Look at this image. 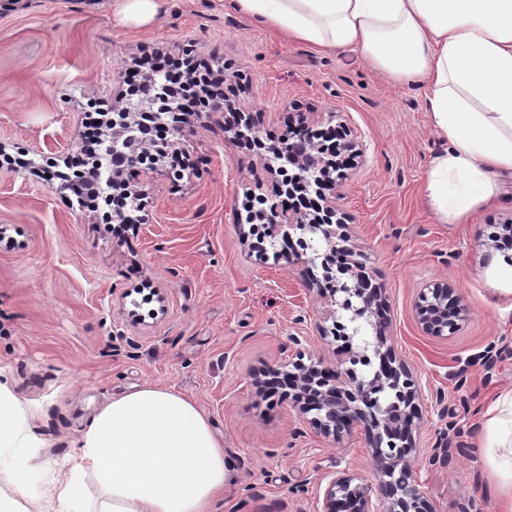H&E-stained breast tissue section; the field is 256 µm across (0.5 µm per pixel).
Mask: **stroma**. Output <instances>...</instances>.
Here are the masks:
<instances>
[{"instance_id":"stroma-1","label":"stroma","mask_w":512,"mask_h":512,"mask_svg":"<svg viewBox=\"0 0 512 512\" xmlns=\"http://www.w3.org/2000/svg\"><path fill=\"white\" fill-rule=\"evenodd\" d=\"M159 5L138 27L117 24L115 0H0V152L30 161L0 165V388L36 472L22 512L44 508L94 413L148 383L194 400L222 441L223 512H317L336 472L376 481L360 428L324 434L291 397L264 392L267 370H291L296 353L340 365L348 353L329 330L346 314L287 250L262 257L244 238L252 199L275 202L277 178L226 113L190 116L180 176L131 177L142 223L104 219L46 180L76 154L89 102L115 104L122 72L157 55L223 69L225 99L253 114L260 138L328 121L356 143L336 203L382 289L388 343L423 387L420 451L449 450L432 466L412 460L413 474L434 512H495L485 409L512 388V267L490 236L512 222V181L472 223H436L423 181L444 144L422 89L355 54L284 42L224 0ZM436 281L468 309L448 337L415 316Z\"/></svg>"}]
</instances>
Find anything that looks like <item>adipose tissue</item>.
<instances>
[{
  "label": "adipose tissue",
  "mask_w": 512,
  "mask_h": 512,
  "mask_svg": "<svg viewBox=\"0 0 512 512\" xmlns=\"http://www.w3.org/2000/svg\"><path fill=\"white\" fill-rule=\"evenodd\" d=\"M245 18L291 41L358 53L401 83L427 92V112L446 148L423 193L441 224H466L497 205L512 176V0H230ZM496 512H512V390L492 405ZM0 393V467L28 496L32 451L16 442ZM93 474L100 512H214L223 491L222 442L196 404L146 384L114 397L91 419L71 458Z\"/></svg>",
  "instance_id": "obj_1"
}]
</instances>
